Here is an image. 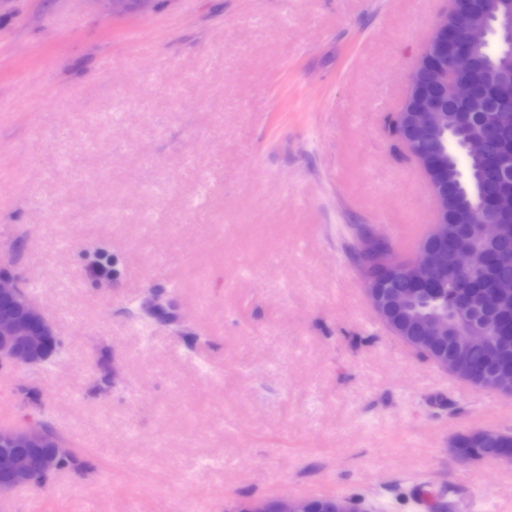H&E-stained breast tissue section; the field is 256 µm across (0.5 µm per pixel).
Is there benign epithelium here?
Segmentation results:
<instances>
[{
    "mask_svg": "<svg viewBox=\"0 0 512 512\" xmlns=\"http://www.w3.org/2000/svg\"><path fill=\"white\" fill-rule=\"evenodd\" d=\"M112 13L119 15L133 6L139 10L150 8L154 0H106ZM495 17L501 19L502 35L508 39L509 53L495 69L496 92H512V0H496L493 9ZM493 30L482 24L468 26L462 33L448 28V19L439 21L427 42L416 68L410 75L406 99L412 105L402 106L405 127L408 131L431 128L440 120L444 108L440 100L424 92L422 66L424 58L434 57L436 82L442 86L452 102L468 105L475 98V84L468 78L474 60L469 47L485 46ZM437 218L431 225L428 236L440 240L448 239V198L434 190ZM474 224L475 237L485 243H492L503 237V225L490 209L476 206L470 214ZM478 251L457 247L451 251L417 252L404 260L398 268V278L411 284L417 283L422 271H448L453 267L462 274H468L477 266ZM367 301L374 312L386 306L401 309L410 308L422 292L420 288H394L392 282L362 281ZM419 330L429 344L438 345L452 336L465 348L486 346L491 333L460 316L448 324V315L436 314L420 317ZM61 344L55 328L44 312L19 286L15 269L9 263H0V369L43 367L60 350ZM53 437L44 426L19 429H0V493L30 484L33 470L39 468L51 471L55 468L56 457L49 452ZM308 498H248L233 512H310Z\"/></svg>",
    "mask_w": 512,
    "mask_h": 512,
    "instance_id": "benign-epithelium-1",
    "label": "benign epithelium"
}]
</instances>
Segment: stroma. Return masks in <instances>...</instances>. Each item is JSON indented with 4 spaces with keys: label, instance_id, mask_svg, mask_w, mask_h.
<instances>
[{
    "label": "stroma",
    "instance_id": "obj_1",
    "mask_svg": "<svg viewBox=\"0 0 512 512\" xmlns=\"http://www.w3.org/2000/svg\"><path fill=\"white\" fill-rule=\"evenodd\" d=\"M451 0H0V260L62 339L0 371V428L49 425L95 473L0 512H224L244 498L403 495L512 512V463L453 437L512 430L391 335L353 228L413 254L434 193L385 133ZM107 246L114 283L87 256ZM164 290L197 342L124 312ZM118 376L96 389L99 363ZM33 388L31 402L23 391Z\"/></svg>",
    "mask_w": 512,
    "mask_h": 512
}]
</instances>
